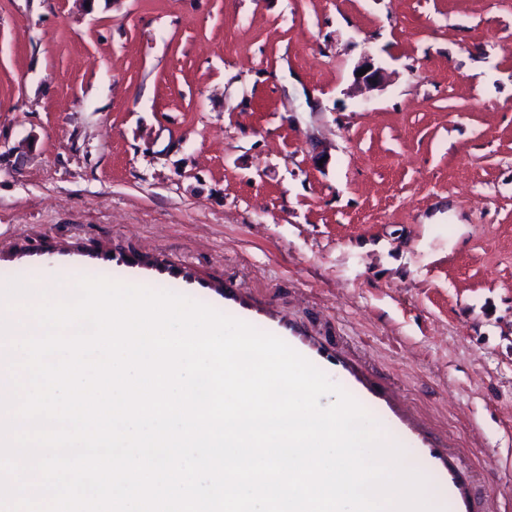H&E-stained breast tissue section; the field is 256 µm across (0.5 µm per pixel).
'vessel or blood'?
I'll list each match as a JSON object with an SVG mask.
<instances>
[{
  "instance_id": "1",
  "label": "vessel or blood",
  "mask_w": 512,
  "mask_h": 512,
  "mask_svg": "<svg viewBox=\"0 0 512 512\" xmlns=\"http://www.w3.org/2000/svg\"><path fill=\"white\" fill-rule=\"evenodd\" d=\"M14 270L23 271L28 283L34 285L40 284L49 270L65 282L76 274L94 277L109 271L123 283L176 289L179 294L281 338L336 379L366 411L374 413L389 441L406 447L416 457L419 473L437 488L431 504L438 512H479V475L475 467L455 451L448 436L437 434L430 419L405 401L395 383L374 377L359 356L335 348L286 309L258 301L240 283L219 279L191 261L162 253L149 257L138 251L80 244L53 252L38 247L0 249V283Z\"/></svg>"
}]
</instances>
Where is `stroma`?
<instances>
[{
    "instance_id": "35a3bbf8",
    "label": "stroma",
    "mask_w": 512,
    "mask_h": 512,
    "mask_svg": "<svg viewBox=\"0 0 512 512\" xmlns=\"http://www.w3.org/2000/svg\"><path fill=\"white\" fill-rule=\"evenodd\" d=\"M73 242L341 337L512 498V0H0V247Z\"/></svg>"
}]
</instances>
